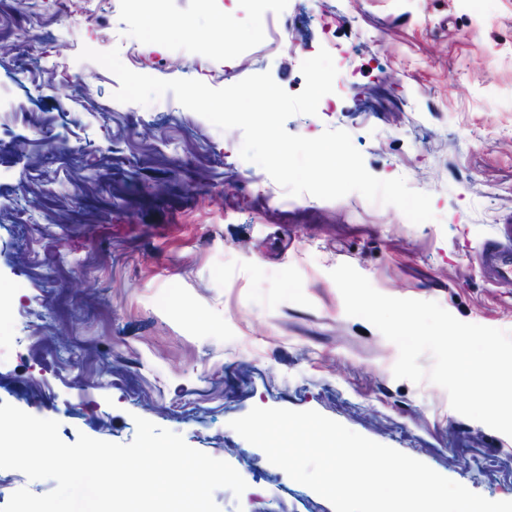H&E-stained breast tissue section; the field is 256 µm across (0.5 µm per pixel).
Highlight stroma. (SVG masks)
<instances>
[{
  "label": "stroma",
  "instance_id": "obj_1",
  "mask_svg": "<svg viewBox=\"0 0 512 512\" xmlns=\"http://www.w3.org/2000/svg\"><path fill=\"white\" fill-rule=\"evenodd\" d=\"M285 27L269 51L268 23ZM335 42V111L374 176L432 197L434 220L353 192L279 204V186L173 93L114 98L83 47L214 89L300 66ZM71 221H57L61 204ZM512 224V0H0V402L133 441L135 417L231 464L220 512H334L230 426L253 407L314 410L474 493L512 500V437L395 378V344L348 316L330 272L512 331V279L475 256ZM69 336L58 346L55 335Z\"/></svg>",
  "mask_w": 512,
  "mask_h": 512
}]
</instances>
